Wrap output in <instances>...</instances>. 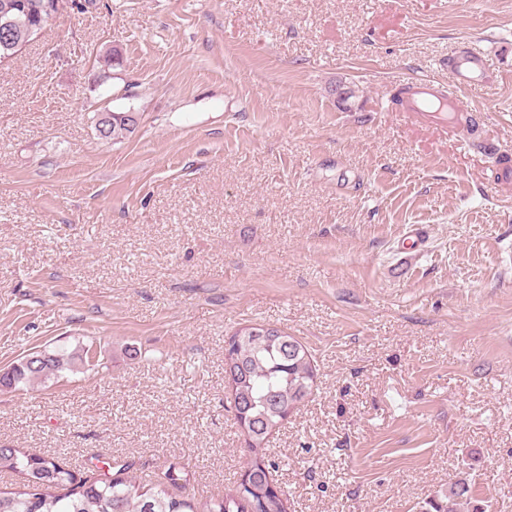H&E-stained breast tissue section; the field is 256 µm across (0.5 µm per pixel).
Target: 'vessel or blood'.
Returning <instances> with one entry per match:
<instances>
[{
    "label": "vessel or blood",
    "mask_w": 512,
    "mask_h": 512,
    "mask_svg": "<svg viewBox=\"0 0 512 512\" xmlns=\"http://www.w3.org/2000/svg\"><path fill=\"white\" fill-rule=\"evenodd\" d=\"M451 69L461 85L474 84L485 74L484 60L476 51L468 52ZM463 110V102L455 94L439 90L434 81L418 80L407 85L404 112L418 123L448 129Z\"/></svg>",
    "instance_id": "obj_1"
}]
</instances>
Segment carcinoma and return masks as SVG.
<instances>
[{"label":"carcinoma","mask_w":512,"mask_h":512,"mask_svg":"<svg viewBox=\"0 0 512 512\" xmlns=\"http://www.w3.org/2000/svg\"><path fill=\"white\" fill-rule=\"evenodd\" d=\"M81 10V0H0V14L9 21L0 30V64L15 59L30 37L66 9ZM136 119L125 112L110 113L100 130L117 140L133 132ZM74 356L58 350L35 352L0 372V390H12L34 380L55 378L71 366ZM224 379L230 409L245 437L249 459L239 482L209 500L170 492L189 482L188 471L173 458L151 485L140 482L129 467L115 475L92 476L71 470L55 457L31 454L22 448L0 447V471L17 475L22 488L0 489V512H288V498L273 482L276 464L265 445L290 414L313 392L317 366L308 348L284 329L251 323L235 330L224 349ZM486 512L473 500L469 482L448 483L427 502L426 512Z\"/></svg>","instance_id":"cac0c4a2"}]
</instances>
